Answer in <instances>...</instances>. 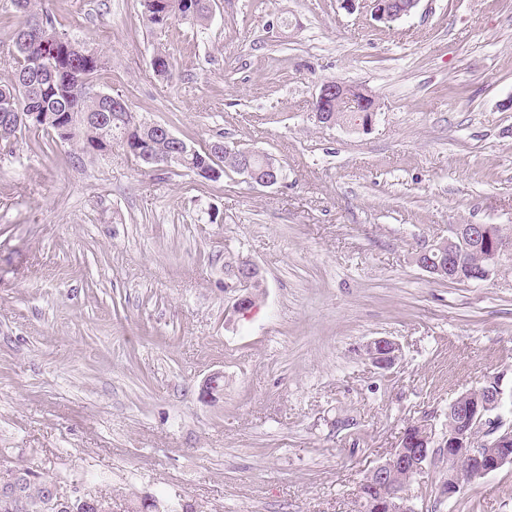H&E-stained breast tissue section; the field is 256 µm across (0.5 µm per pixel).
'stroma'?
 Here are the masks:
<instances>
[{
  "label": "stroma",
  "instance_id": "1",
  "mask_svg": "<svg viewBox=\"0 0 512 512\" xmlns=\"http://www.w3.org/2000/svg\"><path fill=\"white\" fill-rule=\"evenodd\" d=\"M107 62L100 90L204 148L275 155L278 188L89 158L40 131L0 149V448L112 512L155 496L197 512H357L405 428L512 376V268L431 279L420 246L512 227V0H422L385 25L339 0H213L151 30L142 0H45ZM171 56L172 79L154 53ZM367 86L372 129L318 123L319 86ZM265 294L232 309L242 260ZM401 346L377 370L369 339ZM224 393L199 395L210 373ZM417 512H512V465Z\"/></svg>",
  "mask_w": 512,
  "mask_h": 512
}]
</instances>
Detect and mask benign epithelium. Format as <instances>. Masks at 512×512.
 <instances>
[{"label": "benign epithelium", "mask_w": 512, "mask_h": 512, "mask_svg": "<svg viewBox=\"0 0 512 512\" xmlns=\"http://www.w3.org/2000/svg\"><path fill=\"white\" fill-rule=\"evenodd\" d=\"M368 7L377 22L390 24L416 14L421 0H340L350 10L356 2ZM377 103L372 92L359 84L326 81L321 84L315 98L314 111L318 120L327 125L371 127L377 116ZM128 134L135 135V148L128 142L120 143L127 153L157 171L170 167L177 155L166 149L172 144L188 155L196 148L177 137L161 124L148 122L135 112L126 117ZM225 155L236 160L237 174L248 183L260 187H273L282 179L268 177L255 168L259 157L271 154L224 144ZM476 255L482 271L463 274L470 255ZM417 265L441 280L460 283H481L492 280L501 269L512 265V233L497 224H455L450 235L422 247L416 256ZM262 285L260 271L249 261L241 264L234 292L233 309L237 312L251 308L252 291ZM364 354L378 369L392 368L399 359L400 346L387 337H375L364 345ZM224 392V373L209 374L200 385V398L215 401ZM472 401L462 406L448 405V421L456 420L460 430L439 436L435 430L417 436L413 427L403 432L399 448L377 463L364 475L359 485L358 506L364 504V487L377 485L384 493L371 503L373 512H415L410 492L412 483L439 463L446 477L438 487L439 500L453 497L461 481L494 473L505 465H512V386L504 383V375L496 374L485 383L468 392ZM21 474L8 464H0V488L6 490L19 507H24L19 491Z\"/></svg>", "instance_id": "benign-epithelium-1"}]
</instances>
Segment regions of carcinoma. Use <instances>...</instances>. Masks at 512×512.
Wrapping results in <instances>:
<instances>
[{"label":"carcinoma","instance_id":"1","mask_svg":"<svg viewBox=\"0 0 512 512\" xmlns=\"http://www.w3.org/2000/svg\"><path fill=\"white\" fill-rule=\"evenodd\" d=\"M15 12L25 17L17 30L13 48L7 52L13 69V79L0 85L1 147L13 150L22 133L31 128L41 129L57 137L55 126H68L66 143L76 146L83 155L106 153L107 145L125 135L123 112L114 111L103 103L93 86V78L106 70L99 63L97 51L68 39L60 33L48 12L40 7L42 0H9ZM209 0H143V24L152 30L165 29L179 20L182 13L193 14V20L203 24L208 20ZM47 24L40 29L45 43L42 50H32L25 43L28 31L42 18ZM103 115V121L87 117ZM223 166L233 169L224 156L205 149L171 164L173 168L196 171ZM26 478L22 493L27 512H55L52 488L55 483L45 465H24Z\"/></svg>","mask_w":512,"mask_h":512}]
</instances>
